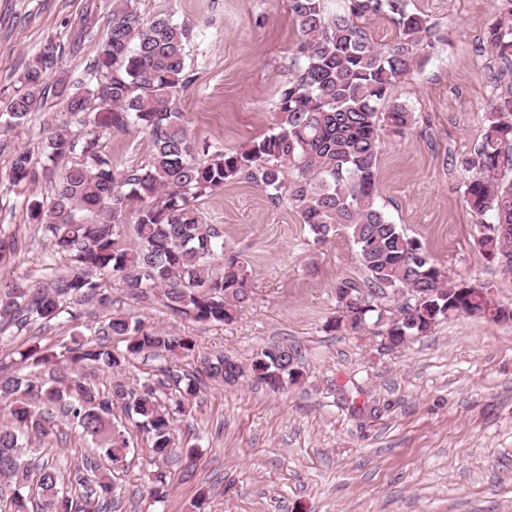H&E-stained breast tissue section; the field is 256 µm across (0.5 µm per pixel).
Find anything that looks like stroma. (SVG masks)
I'll list each match as a JSON object with an SVG mask.
<instances>
[{"label":"stroma","mask_w":512,"mask_h":512,"mask_svg":"<svg viewBox=\"0 0 512 512\" xmlns=\"http://www.w3.org/2000/svg\"><path fill=\"white\" fill-rule=\"evenodd\" d=\"M136 2L144 19L166 16L192 28L194 80L181 110L196 143L237 151L273 125L297 40L289 0ZM413 3L436 24L438 41L425 65L393 91L419 122L383 137L379 201L439 267L490 285L495 302L512 309V273L479 251L459 165L478 144L504 77L483 43L502 0ZM111 13L112 0H0V90H11L49 41L61 44V69L77 81ZM61 110L58 98H49L0 144V234L17 242L15 257L0 263L1 292L46 276L41 261L50 239L29 218L27 200L51 192L64 165L15 186L8 173L15 151L43 160L46 131ZM103 149L120 167L145 164L151 155L150 140L137 127L104 137ZM196 206L247 269L251 301L232 321H195L168 309L159 292L136 298L108 278L111 305L85 303L78 322L0 334V364L39 376L49 366L20 362V351L60 350L80 327L100 326L115 314L196 339L189 357H140L115 375L78 369L103 391L117 381L139 386L164 368L191 372L212 355L245 366L264 348H297L301 382L276 392L251 378L211 382L177 415V445L197 449L188 472L174 455L156 462L146 434L114 407L112 421L127 429L131 446L113 477L120 512H195L198 501L204 512H512V319L456 315L398 348L387 345L381 325L335 332L329 323L337 315V283L366 279L345 231L315 243L291 205L272 203L244 180L226 183ZM55 431L66 442L39 445V461L72 468L92 455L79 431L64 424ZM158 466L169 483L159 502L148 482Z\"/></svg>","instance_id":"stroma-1"}]
</instances>
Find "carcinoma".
Instances as JSON below:
<instances>
[{"label": "carcinoma", "instance_id": "carcinoma-1", "mask_svg": "<svg viewBox=\"0 0 512 512\" xmlns=\"http://www.w3.org/2000/svg\"><path fill=\"white\" fill-rule=\"evenodd\" d=\"M329 14L325 0H290L299 39L293 70L282 85L273 127L240 151L198 146L190 138L181 112V98L192 83L189 74L190 28L161 16L146 20L134 0H112L106 38L83 78L69 87L58 71L61 46L50 41L28 61L0 109V129L21 127L45 105L48 93L63 98L66 120L47 130L46 157L67 159L65 174L47 200L28 203L30 218L51 240L44 269L57 260L68 271L17 287L0 296V319L23 329L47 326L63 317L74 322L76 306L109 296L100 292L98 277L108 274L132 296L158 289L169 309L199 321L224 323L249 300L247 270L239 256L224 250V239L208 223L196 202L224 184L246 179L260 187L274 204L296 208L314 240L327 241L343 228L356 248L368 287L402 291L412 297L434 294L408 319L387 318L386 334L402 345L426 335L448 309L483 310L477 285L457 279L437 266L422 244L392 223L378 201L377 171L382 135L401 134L417 123L415 113L391 99L394 88L410 76L423 57L409 47L430 41L434 26L412 7L411 0H340ZM388 15L400 39L374 43L364 26L373 16ZM489 50L512 66V0H504L500 16L484 29ZM92 127L89 136L73 139L71 125ZM131 127L148 135L152 153L140 166L117 169L103 152L102 136ZM460 165L467 173L465 201L478 218V244L486 258L503 256L512 268V80L498 86L485 117L481 141ZM37 162L17 151L10 164L14 184L31 181ZM137 204L132 238L124 239L125 214ZM224 261L215 275L211 262ZM332 329L355 333L367 324L373 306L337 302ZM122 338L114 348L107 338ZM196 340L146 327L125 315H114L94 337L73 339L60 353L39 348L21 353L38 366L65 363L93 365L120 372L142 354L189 356ZM297 349L279 355L256 354L249 368L274 390L299 380ZM244 367L228 357L204 358L200 367L182 375L163 371V378L140 388L116 387L100 392L78 376L48 382L20 377L0 368V401L8 403L10 422L0 424V477L12 486L10 512H112V469L130 452L125 433L112 424V407L123 406L151 440L155 454L167 459L175 445L173 418L162 397L174 395L178 405L191 401L205 380L234 384ZM59 414L91 439L104 462L86 458L69 474L82 488L80 498H64V480L54 465L36 464L32 445L51 435L50 419Z\"/></svg>", "mask_w": 512, "mask_h": 512}]
</instances>
